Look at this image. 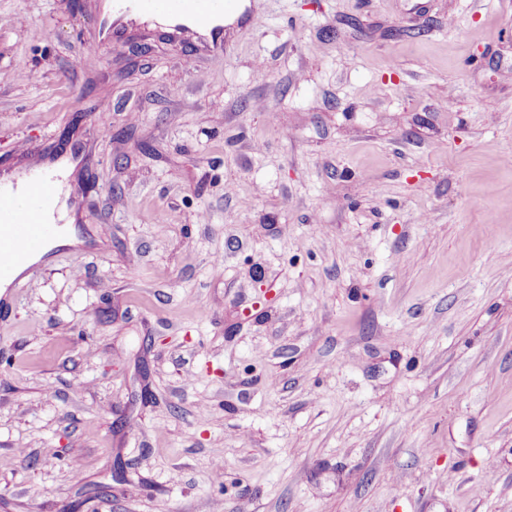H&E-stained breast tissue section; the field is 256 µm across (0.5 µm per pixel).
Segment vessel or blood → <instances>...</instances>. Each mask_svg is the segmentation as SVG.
Instances as JSON below:
<instances>
[{
	"label": "vessel or blood",
	"instance_id": "obj_1",
	"mask_svg": "<svg viewBox=\"0 0 512 512\" xmlns=\"http://www.w3.org/2000/svg\"><path fill=\"white\" fill-rule=\"evenodd\" d=\"M243 0H114L119 15L159 17L189 27L212 49L224 51V23L243 19ZM55 176L48 170L29 173L24 185L0 182V274L41 250L58 227L48 216L57 205Z\"/></svg>",
	"mask_w": 512,
	"mask_h": 512
}]
</instances>
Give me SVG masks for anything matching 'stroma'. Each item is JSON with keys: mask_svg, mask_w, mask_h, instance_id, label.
<instances>
[{"mask_svg": "<svg viewBox=\"0 0 512 512\" xmlns=\"http://www.w3.org/2000/svg\"><path fill=\"white\" fill-rule=\"evenodd\" d=\"M111 2L0 0L81 240L0 294V512H512V0ZM243 0H115L113 12L119 15L159 17L174 27L187 26L212 49L227 53L224 22L245 17Z\"/></svg>", "mask_w": 512, "mask_h": 512, "instance_id": "35a3bbf8", "label": "stroma"}]
</instances>
